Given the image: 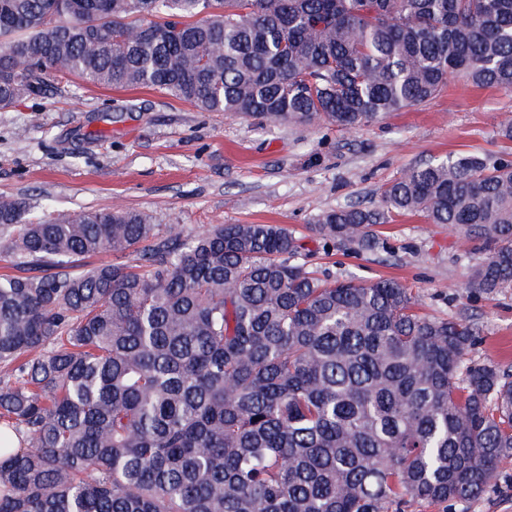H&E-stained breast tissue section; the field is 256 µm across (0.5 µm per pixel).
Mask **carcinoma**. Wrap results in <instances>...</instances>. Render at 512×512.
<instances>
[{
	"label": "carcinoma",
	"instance_id": "cac0c4a2",
	"mask_svg": "<svg viewBox=\"0 0 512 512\" xmlns=\"http://www.w3.org/2000/svg\"><path fill=\"white\" fill-rule=\"evenodd\" d=\"M56 74L357 131L452 74L512 92V0H0V109ZM25 212L0 201V512L452 510L512 455V371L394 280L324 281L279 224ZM395 215L481 255L466 287H512L511 162L408 167L309 229L372 252Z\"/></svg>",
	"mask_w": 512,
	"mask_h": 512
}]
</instances>
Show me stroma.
<instances>
[{
    "label": "stroma",
    "instance_id": "stroma-1",
    "mask_svg": "<svg viewBox=\"0 0 512 512\" xmlns=\"http://www.w3.org/2000/svg\"><path fill=\"white\" fill-rule=\"evenodd\" d=\"M507 121L512 93L455 76L429 102L356 132L201 112L153 88L54 78L45 97L0 110V197L25 201L34 215L135 210L163 231L285 225L308 249L310 269L394 279L422 313L477 322L466 362L512 368V288H466L475 257L447 225L393 217L380 227L384 248L368 253L325 251L308 229L322 211L377 205L382 188L419 163L457 153L512 162V142L497 135ZM497 473L465 512H512V457Z\"/></svg>",
    "mask_w": 512,
    "mask_h": 512
}]
</instances>
